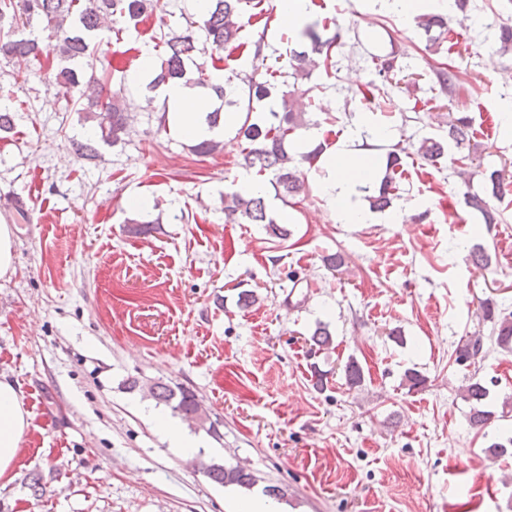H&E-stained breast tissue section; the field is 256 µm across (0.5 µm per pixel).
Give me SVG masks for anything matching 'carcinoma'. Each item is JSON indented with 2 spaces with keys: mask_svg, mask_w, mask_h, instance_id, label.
I'll use <instances>...</instances> for the list:
<instances>
[{
  "mask_svg": "<svg viewBox=\"0 0 512 512\" xmlns=\"http://www.w3.org/2000/svg\"><path fill=\"white\" fill-rule=\"evenodd\" d=\"M246 0H207L201 21H192L181 33H167L160 38L163 52L151 71L146 85L148 91L173 82H184L189 86L204 82V68L198 63L203 55L211 57L230 47L241 45L240 19ZM161 8L160 0H0V54L23 58L39 67L43 59L51 56L61 63L55 73V80L63 89L66 106L78 108L79 117L96 122L100 140L116 145L129 136L128 118L123 106V96L112 91L110 75L106 69H97L95 39L98 31L112 27V17L118 15L136 25ZM44 24L48 41L36 36L19 37L16 29L31 25L33 21ZM416 24L430 35L433 44L440 45L442 36L448 33V20L441 14H422ZM304 42L288 49V64L294 80H303L320 67L329 68L336 54V37H326L315 28L309 27L302 33ZM279 70L272 69L269 79L258 82L251 77L241 79L242 85L228 80L223 84H211V93L220 105L207 112L205 121L216 127L220 124L224 107H233L235 112L245 114L237 129V136L248 141L242 154L241 165L255 169L257 173L271 175L270 183L275 196L283 202L294 197L305 188V179L300 164L312 162L321 153L318 146L309 152H299L288 136L303 127L301 113L294 103L299 89L282 82L278 102L263 106L262 102L271 97V82L277 81ZM262 117L252 119V114ZM474 135L471 122L466 116L448 120V140L426 137L419 143L416 154L433 162L446 153L448 143L457 146L469 141ZM75 155L80 159L93 160L98 148L93 140L73 142ZM399 153L388 154V170L378 195L368 198L369 208L383 211L390 206L391 191L394 189V174L400 166ZM486 196L465 192V202L478 211L485 224H498L500 212L490 205L487 197L497 198L502 194L504 179L497 170L484 174ZM225 221L232 224H262L266 233L277 239L290 235V230L281 226L268 210L265 196L246 187L224 194ZM482 319L492 324L490 341L503 350H512V319L500 316L493 304L482 307ZM486 352L484 337L472 336L457 350V360L464 362ZM346 383L356 388L364 382L361 367L355 360L345 365ZM131 390L139 389L170 407L173 414L184 421L200 426L208 425V432L215 437L220 432L214 423H206L201 406L195 394L189 390H177L162 382L142 383L137 378L128 380ZM489 391L478 380L468 382L464 387V398L473 405L469 420L474 426H482L491 412L478 408L488 397ZM208 476L224 485L251 488L257 483V476L244 466H226L213 463L206 466Z\"/></svg>",
  "mask_w": 512,
  "mask_h": 512,
  "instance_id": "1",
  "label": "carcinoma"
}]
</instances>
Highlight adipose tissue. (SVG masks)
I'll use <instances>...</instances> for the list:
<instances>
[{"label":"adipose tissue","mask_w":512,"mask_h":512,"mask_svg":"<svg viewBox=\"0 0 512 512\" xmlns=\"http://www.w3.org/2000/svg\"><path fill=\"white\" fill-rule=\"evenodd\" d=\"M158 94L166 100L172 129L180 137L200 141L223 136L222 128L209 127L204 120L209 104L203 95L181 83L165 85ZM330 165L331 178L324 187L325 193L337 206L344 223L362 222L364 215L352 200L353 188L374 179V164L341 150L332 154ZM30 426V413L15 386L7 379H0V482H11L21 442Z\"/></svg>","instance_id":"adipose-tissue-1"}]
</instances>
